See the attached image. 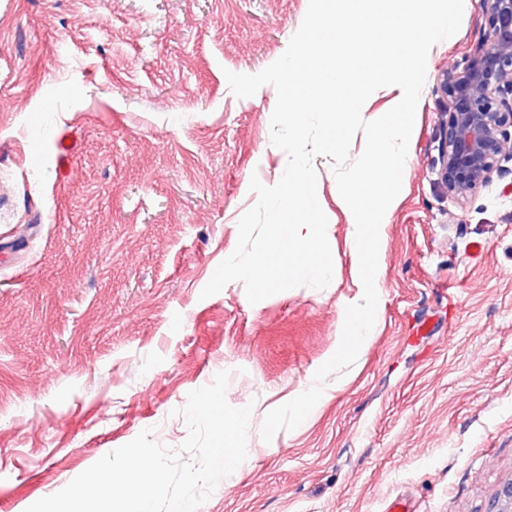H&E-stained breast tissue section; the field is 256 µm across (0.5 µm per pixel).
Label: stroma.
<instances>
[{
  "instance_id": "stroma-1",
  "label": "stroma",
  "mask_w": 512,
  "mask_h": 512,
  "mask_svg": "<svg viewBox=\"0 0 512 512\" xmlns=\"http://www.w3.org/2000/svg\"><path fill=\"white\" fill-rule=\"evenodd\" d=\"M478 0L435 44L400 203L383 229L374 339L314 415L263 441L198 512H489L512 481V171L461 198L440 156L441 82L487 30ZM308 0H0V512H26L150 430L178 448L191 391L231 376V406L273 409L329 359L363 293L315 156L335 272L250 303L200 293L287 164L273 86ZM75 145L67 176L55 142Z\"/></svg>"
}]
</instances>
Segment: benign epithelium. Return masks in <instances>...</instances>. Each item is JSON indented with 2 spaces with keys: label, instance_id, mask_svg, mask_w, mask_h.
<instances>
[{
  "label": "benign epithelium",
  "instance_id": "7a95c632",
  "mask_svg": "<svg viewBox=\"0 0 512 512\" xmlns=\"http://www.w3.org/2000/svg\"><path fill=\"white\" fill-rule=\"evenodd\" d=\"M489 28L477 56L440 85L448 121L440 175L448 192L464 197L512 161V0H479ZM492 512H512V482L497 493Z\"/></svg>",
  "mask_w": 512,
  "mask_h": 512
}]
</instances>
